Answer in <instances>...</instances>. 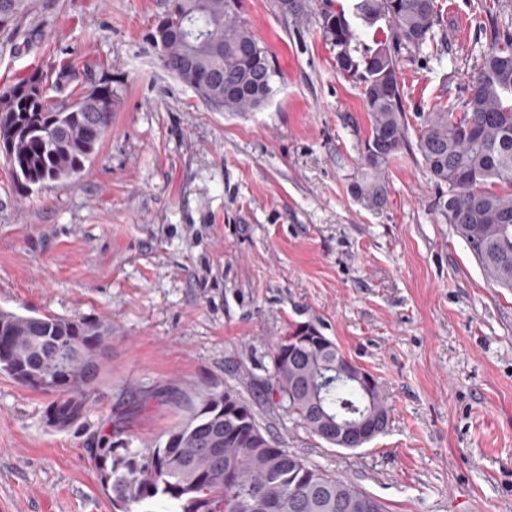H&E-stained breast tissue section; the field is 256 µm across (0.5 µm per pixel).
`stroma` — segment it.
Listing matches in <instances>:
<instances>
[{
  "mask_svg": "<svg viewBox=\"0 0 512 512\" xmlns=\"http://www.w3.org/2000/svg\"><path fill=\"white\" fill-rule=\"evenodd\" d=\"M437 3L444 46L400 62L412 135L433 109L459 111L493 21L512 19V0ZM322 5L297 17L241 0L278 72L245 114L163 68L145 36L166 0H31L0 31V91L66 66L75 77L54 100L106 82L118 97L79 179L21 194L0 159V308L112 326L99 387L68 429L47 423V395L0 374V512H113L89 455L113 408L150 441L184 412L133 408L140 389L214 384L389 512H512V289L436 210L420 155L391 159L383 204L353 196L370 120L315 24ZM298 323L377 379L389 423L362 447L328 445L253 386Z\"/></svg>",
  "mask_w": 512,
  "mask_h": 512,
  "instance_id": "obj_1",
  "label": "stroma"
}]
</instances>
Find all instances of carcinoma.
<instances>
[{
	"instance_id": "carcinoma-1",
	"label": "carcinoma",
	"mask_w": 512,
	"mask_h": 512,
	"mask_svg": "<svg viewBox=\"0 0 512 512\" xmlns=\"http://www.w3.org/2000/svg\"><path fill=\"white\" fill-rule=\"evenodd\" d=\"M29 0H0V29L27 10ZM240 0H168L164 68L205 101L227 112H252L273 92L276 69L253 32L237 20ZM386 19L390 38L360 51L363 29ZM436 0H352L350 11L319 10L317 25L330 41L336 69L362 83L370 130L364 161L370 180L353 193L373 201L385 195L384 167L410 147L399 78L403 48L436 45ZM33 74L0 99V144L15 188L74 180L112 125L116 95L98 89L95 112H73L33 88ZM439 196L437 209L465 240L485 276L512 288V27L494 24L469 82L463 112L427 114L416 136ZM112 345V326L87 318L30 316L0 310V372L52 397L47 422L66 429L82 416ZM347 362L336 342L313 324L278 338L266 386L275 409L336 445L327 422L357 425L370 414L389 422L380 387L336 376ZM176 405L182 421L143 446L123 425L124 415L91 449L112 505L164 498L180 512H388L350 480L324 472L283 448L261 428L253 407L217 385L203 389L159 386L140 391L137 408Z\"/></svg>"
}]
</instances>
